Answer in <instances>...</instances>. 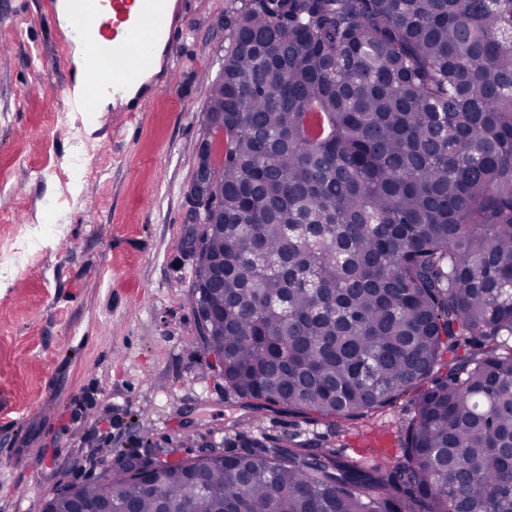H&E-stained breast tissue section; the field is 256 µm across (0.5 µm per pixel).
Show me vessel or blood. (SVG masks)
I'll return each instance as SVG.
<instances>
[{
  "mask_svg": "<svg viewBox=\"0 0 512 512\" xmlns=\"http://www.w3.org/2000/svg\"><path fill=\"white\" fill-rule=\"evenodd\" d=\"M185 0H46L57 27L81 47L80 59L64 53L61 62L73 94L76 81L87 92L74 109L90 115L99 108L94 89L112 92V109L137 111L158 88L150 73L156 61L172 62L178 47Z\"/></svg>",
  "mask_w": 512,
  "mask_h": 512,
  "instance_id": "vessel-or-blood-1",
  "label": "vessel or blood"
}]
</instances>
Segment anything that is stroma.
<instances>
[{"label":"stroma","mask_w":512,"mask_h":512,"mask_svg":"<svg viewBox=\"0 0 512 512\" xmlns=\"http://www.w3.org/2000/svg\"><path fill=\"white\" fill-rule=\"evenodd\" d=\"M233 0H186L175 91L100 123L71 111L43 0H0V512H41L98 480L112 448L181 461L241 436H329L326 420L248 408L207 365L182 249ZM410 397L346 425V454L397 452Z\"/></svg>","instance_id":"35a3bbf8"}]
</instances>
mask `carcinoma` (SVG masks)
I'll use <instances>...</instances> for the list:
<instances>
[{
  "label": "carcinoma",
  "instance_id": "cac0c4a2",
  "mask_svg": "<svg viewBox=\"0 0 512 512\" xmlns=\"http://www.w3.org/2000/svg\"><path fill=\"white\" fill-rule=\"evenodd\" d=\"M209 106L224 259L204 352L258 409L370 421L413 394L399 451L336 440L112 458L89 501L138 512H512V0H236Z\"/></svg>",
  "mask_w": 512,
  "mask_h": 512
}]
</instances>
